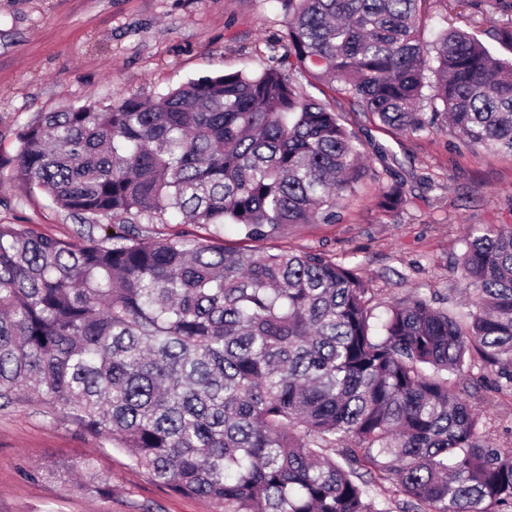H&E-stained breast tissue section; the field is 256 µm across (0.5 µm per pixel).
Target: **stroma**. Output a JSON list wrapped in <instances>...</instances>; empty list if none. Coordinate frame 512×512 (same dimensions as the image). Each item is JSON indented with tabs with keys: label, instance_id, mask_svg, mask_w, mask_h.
Instances as JSON below:
<instances>
[{
	"label": "stroma",
	"instance_id": "obj_1",
	"mask_svg": "<svg viewBox=\"0 0 512 512\" xmlns=\"http://www.w3.org/2000/svg\"><path fill=\"white\" fill-rule=\"evenodd\" d=\"M499 0H427L425 39L460 28L483 35L512 22ZM280 0H0V157L37 113L70 104L154 97L181 83L239 69L260 72L285 45ZM346 125L359 129L367 171L338 207L334 224H291L277 239L356 268L380 305L437 292L464 305L465 281L450 264L470 229L512 225V156L465 147L445 129L402 135L369 121L336 97ZM403 184L407 202L385 212L383 187ZM0 224L82 242L89 227L42 191L0 178ZM485 431L512 446V390L480 380ZM93 460L111 493L46 480L39 468L76 471ZM0 512H215L132 467L99 437L46 416L29 403L0 407Z\"/></svg>",
	"mask_w": 512,
	"mask_h": 512
}]
</instances>
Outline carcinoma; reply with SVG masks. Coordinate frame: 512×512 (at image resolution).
I'll return each mask as SVG.
<instances>
[{"label":"carcinoma","instance_id":"obj_1","mask_svg":"<svg viewBox=\"0 0 512 512\" xmlns=\"http://www.w3.org/2000/svg\"><path fill=\"white\" fill-rule=\"evenodd\" d=\"M421 2L281 0L288 48L258 74L28 123L0 173L103 235L0 224V404L34 403L217 512H512V448L484 433L470 375L512 389V229L464 239L465 313L414 294L379 318L354 268L245 246L336 223L366 170L296 72L392 131L512 153V25L425 41ZM405 202L392 184L380 207ZM171 214L210 237L145 230ZM76 486L112 493L91 461Z\"/></svg>","mask_w":512,"mask_h":512}]
</instances>
